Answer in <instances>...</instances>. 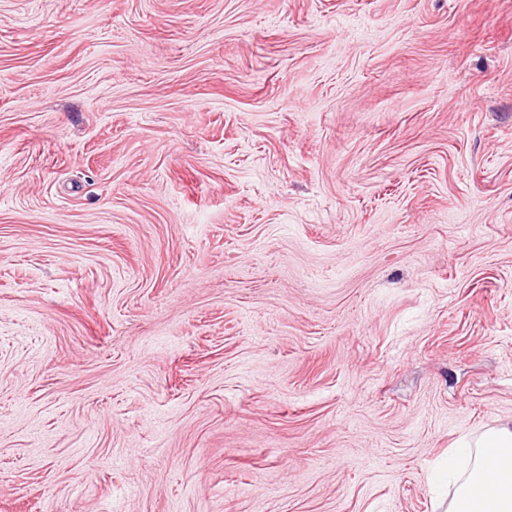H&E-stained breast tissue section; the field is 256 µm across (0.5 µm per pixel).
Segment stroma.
Here are the masks:
<instances>
[{
    "label": "stroma",
    "mask_w": 512,
    "mask_h": 512,
    "mask_svg": "<svg viewBox=\"0 0 512 512\" xmlns=\"http://www.w3.org/2000/svg\"><path fill=\"white\" fill-rule=\"evenodd\" d=\"M512 423V0H0V512H444Z\"/></svg>",
    "instance_id": "35a3bbf8"
}]
</instances>
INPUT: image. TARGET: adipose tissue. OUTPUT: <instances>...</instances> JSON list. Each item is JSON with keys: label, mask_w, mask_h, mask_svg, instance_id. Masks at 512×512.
Instances as JSON below:
<instances>
[{"label": "adipose tissue", "mask_w": 512, "mask_h": 512, "mask_svg": "<svg viewBox=\"0 0 512 512\" xmlns=\"http://www.w3.org/2000/svg\"><path fill=\"white\" fill-rule=\"evenodd\" d=\"M476 461L454 482L448 512H512V424L489 428Z\"/></svg>", "instance_id": "1"}]
</instances>
